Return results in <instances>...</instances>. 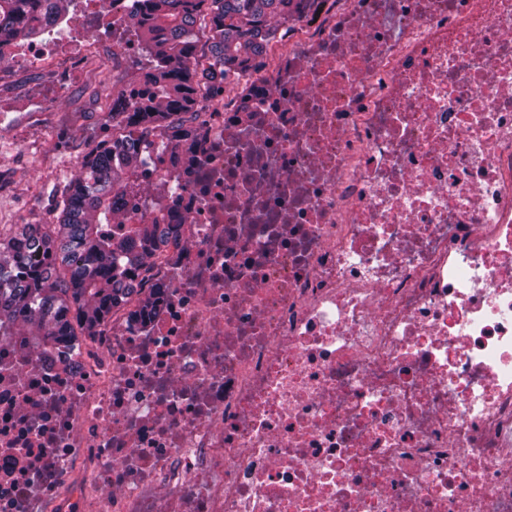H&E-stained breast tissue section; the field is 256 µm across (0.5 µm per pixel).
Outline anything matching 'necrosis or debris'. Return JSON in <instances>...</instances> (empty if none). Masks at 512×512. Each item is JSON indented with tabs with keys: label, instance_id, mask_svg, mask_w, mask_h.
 Listing matches in <instances>:
<instances>
[{
	"label": "necrosis or debris",
	"instance_id": "1",
	"mask_svg": "<svg viewBox=\"0 0 512 512\" xmlns=\"http://www.w3.org/2000/svg\"><path fill=\"white\" fill-rule=\"evenodd\" d=\"M67 42L0 63L70 76ZM206 112L145 290L0 342V512H512V0H306Z\"/></svg>",
	"mask_w": 512,
	"mask_h": 512
}]
</instances>
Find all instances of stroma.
<instances>
[{"label": "stroma", "instance_id": "obj_1", "mask_svg": "<svg viewBox=\"0 0 512 512\" xmlns=\"http://www.w3.org/2000/svg\"><path fill=\"white\" fill-rule=\"evenodd\" d=\"M111 54L86 67L67 90L50 76L19 71L0 78V228L51 224L83 156L108 139L112 87L133 74Z\"/></svg>", "mask_w": 512, "mask_h": 512}]
</instances>
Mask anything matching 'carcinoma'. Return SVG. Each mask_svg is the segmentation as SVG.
Wrapping results in <instances>:
<instances>
[{"label":"carcinoma","mask_w":512,"mask_h":512,"mask_svg":"<svg viewBox=\"0 0 512 512\" xmlns=\"http://www.w3.org/2000/svg\"><path fill=\"white\" fill-rule=\"evenodd\" d=\"M304 0H141L133 33L142 45V78L112 96V127L124 132L85 155L64 188L54 224H18L0 233V339L42 351L72 335L78 322L96 335L112 310L135 292L167 251L163 200L181 187L178 165L194 147L207 98L260 69L279 27ZM32 0H0V38L28 41L44 33ZM207 50L199 52L198 33ZM178 140L173 169L146 196L140 182L141 142ZM145 196L155 216L128 224L117 208L124 195ZM118 224L127 238L106 227Z\"/></svg>","instance_id":"1"}]
</instances>
